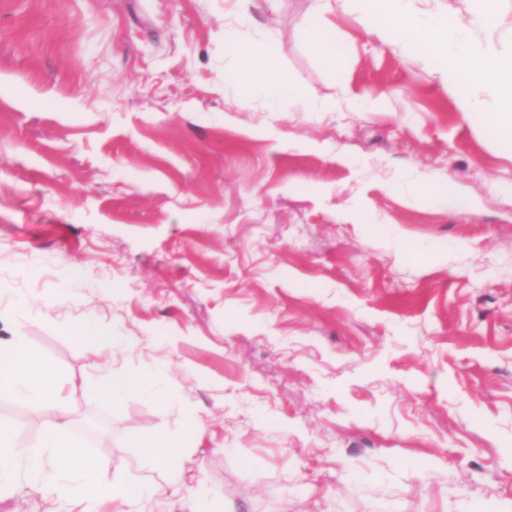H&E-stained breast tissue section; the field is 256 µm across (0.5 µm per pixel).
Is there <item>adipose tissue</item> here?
<instances>
[{"mask_svg": "<svg viewBox=\"0 0 512 512\" xmlns=\"http://www.w3.org/2000/svg\"><path fill=\"white\" fill-rule=\"evenodd\" d=\"M224 44L241 59L239 70L231 74L233 83L246 89L262 87L272 99L290 92V83L270 64L266 42L258 40L247 46L241 45L237 29L228 26L224 29ZM0 386L12 395L39 404L52 402L59 390L57 375L50 362L15 340H0ZM132 444L145 457L162 466V479L168 486L178 487L180 456L173 436L162 431L133 438ZM20 457L34 472L41 471L51 459H58L64 478L53 484L51 491L73 501L105 497L130 505L151 491L146 484L109 480L107 463L67 442L64 426L60 423L51 426L42 442L23 450L16 448L10 430L0 429V487L10 481L14 464Z\"/></svg>", "mask_w": 512, "mask_h": 512, "instance_id": "adipose-tissue-1", "label": "adipose tissue"}]
</instances>
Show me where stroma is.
I'll use <instances>...</instances> for the list:
<instances>
[{
  "label": "stroma",
  "mask_w": 512,
  "mask_h": 512,
  "mask_svg": "<svg viewBox=\"0 0 512 512\" xmlns=\"http://www.w3.org/2000/svg\"><path fill=\"white\" fill-rule=\"evenodd\" d=\"M312 5L0 0V340L63 383L0 425L23 449L64 410L120 482L156 470L129 438L178 434L141 512H512V154L339 5L326 68ZM228 24L296 97L225 82ZM147 367L164 396L99 395ZM58 476L18 460L0 512H81ZM303 39L310 51L318 56L326 66H333L340 54L332 29L323 22H318L303 30ZM434 195L440 202L451 208H473L475 206V203L451 180L446 185L437 187L434 190Z\"/></svg>",
  "instance_id": "1"
}]
</instances>
